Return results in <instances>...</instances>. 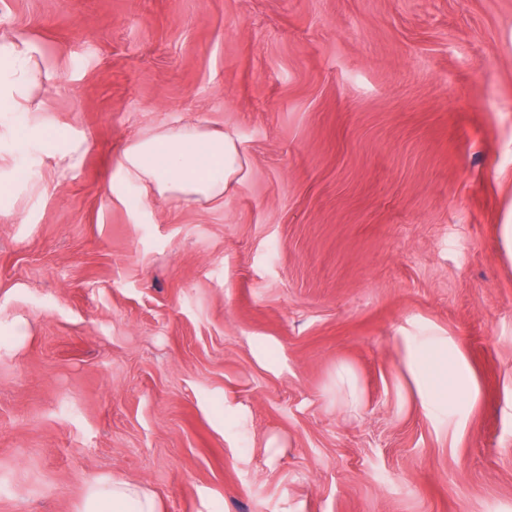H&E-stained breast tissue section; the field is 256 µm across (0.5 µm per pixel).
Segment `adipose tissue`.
<instances>
[{"label": "adipose tissue", "mask_w": 512, "mask_h": 512, "mask_svg": "<svg viewBox=\"0 0 512 512\" xmlns=\"http://www.w3.org/2000/svg\"><path fill=\"white\" fill-rule=\"evenodd\" d=\"M0 65L10 74L0 82V112L32 114L43 109L44 93L54 78L40 47L24 40L0 38ZM237 144L221 133L195 126L166 128L126 143L116 171L124 183L137 186L143 198L171 201H223L233 180ZM410 364L424 403L472 398L462 364L447 350L421 345ZM78 512H162L158 497L146 487L119 479L90 484Z\"/></svg>", "instance_id": "adipose-tissue-1"}]
</instances>
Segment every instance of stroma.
Returning <instances> with one entry per match:
<instances>
[{"label": "stroma", "instance_id": "35a3bbf8", "mask_svg": "<svg viewBox=\"0 0 512 512\" xmlns=\"http://www.w3.org/2000/svg\"><path fill=\"white\" fill-rule=\"evenodd\" d=\"M0 34L56 73L0 151L88 140L45 192L0 179V512L105 478L162 512H512V0H0ZM186 124L240 148L223 202L116 179ZM428 337L476 400L422 407Z\"/></svg>", "mask_w": 512, "mask_h": 512}]
</instances>
